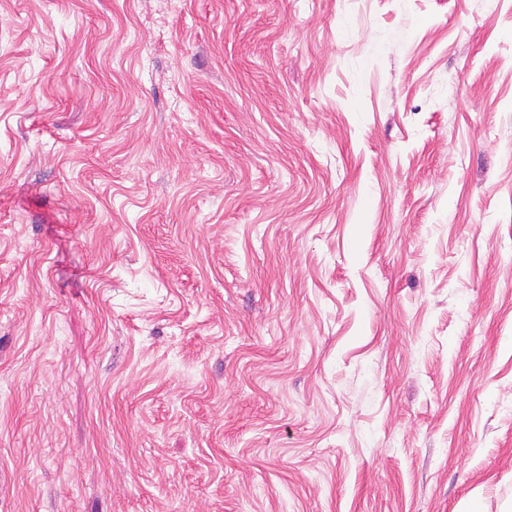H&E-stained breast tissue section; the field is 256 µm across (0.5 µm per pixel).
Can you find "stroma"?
I'll return each instance as SVG.
<instances>
[{"instance_id":"obj_1","label":"stroma","mask_w":512,"mask_h":512,"mask_svg":"<svg viewBox=\"0 0 512 512\" xmlns=\"http://www.w3.org/2000/svg\"><path fill=\"white\" fill-rule=\"evenodd\" d=\"M0 512H512V0H0Z\"/></svg>"}]
</instances>
